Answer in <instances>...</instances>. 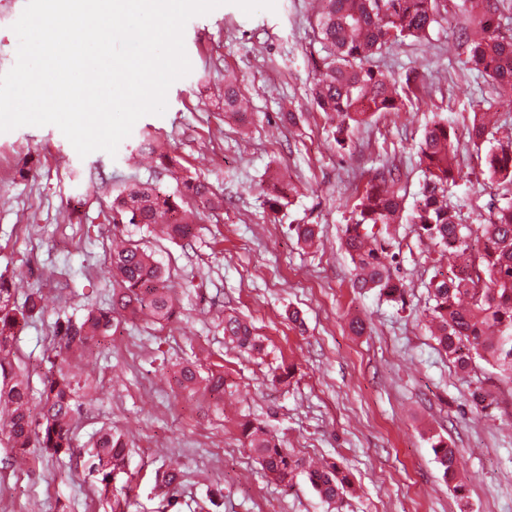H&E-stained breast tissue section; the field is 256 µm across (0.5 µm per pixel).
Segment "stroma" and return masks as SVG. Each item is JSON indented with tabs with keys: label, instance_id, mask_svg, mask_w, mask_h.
Segmentation results:
<instances>
[{
	"label": "stroma",
	"instance_id": "35a3bbf8",
	"mask_svg": "<svg viewBox=\"0 0 512 512\" xmlns=\"http://www.w3.org/2000/svg\"><path fill=\"white\" fill-rule=\"evenodd\" d=\"M26 0H0V73L16 59L12 30ZM315 0H276L275 11L245 14L222 5L191 18L184 45L192 70L167 93L164 115L134 125L116 155L79 157L52 125L0 133V273L47 296L49 307L21 330L10 360L30 384V411L41 410V378L52 355L51 326L71 315L76 298L111 302L106 259L113 237L148 246L169 275L170 320L123 319L73 362L87 394L76 415L77 454L69 460L29 448L28 465L0 431V501L16 512H110L92 473V443L104 429L129 448V512H161L164 479L176 473L172 512H512V382L485 362L459 371L432 338L424 311L435 271L457 263L451 251L396 230L403 302L352 286L341 245L355 189L390 160L404 174L408 202L419 191V143L433 120L457 130L462 177L454 197L464 213L488 212L508 184H489L468 129L483 108L482 80L465 68L458 24L434 27L427 40L387 45L376 63L403 78H426L405 110L383 112L350 134L348 151L332 138L336 116L307 99L319 48L311 41ZM233 69L250 100L244 117L225 116L224 71ZM301 112L297 123L281 111ZM154 135L184 173L224 191L219 215L199 221L189 244L112 223L111 203L134 182L173 191L157 160L136 156ZM281 170L300 189L278 217L259 195L268 172ZM315 225L319 245L304 247L294 225ZM247 318L262 354L240 352L224 337L225 309ZM299 322H292V315ZM365 322L362 334L349 323ZM224 374V395L177 382L182 364ZM483 387L492 404L479 410ZM267 425L304 459L349 472L355 494L336 507L322 502L305 476L292 486L269 481L245 444L243 422ZM460 451L463 496L449 488L430 435ZM220 489L217 505L210 490Z\"/></svg>",
	"mask_w": 512,
	"mask_h": 512
}]
</instances>
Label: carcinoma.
Masks as SVG:
<instances>
[{"label": "carcinoma", "mask_w": 512, "mask_h": 512, "mask_svg": "<svg viewBox=\"0 0 512 512\" xmlns=\"http://www.w3.org/2000/svg\"><path fill=\"white\" fill-rule=\"evenodd\" d=\"M324 7L311 23L321 55L311 90L313 104L321 112H334L338 123L332 131L336 148L348 146V131L369 124L380 112H400L408 97L401 95L396 81L372 65L373 58L389 43L428 38L434 24L453 8L469 24L481 29L477 40L467 28L461 36L470 41L472 70L495 91L509 87L512 106V36L498 32L501 20L512 17V0H322ZM242 91L237 75L224 70V113L241 114ZM494 98L483 112L474 113L470 126L476 152H484V174L491 182L512 184V140L491 143L502 128ZM456 130L440 119L426 127L420 149V198L412 208L405 205L401 173L387 164L357 192L346 225L343 246L354 267L352 287L360 292L376 290L398 302L403 300L401 280L394 266L395 238L391 228L411 224L419 241L453 251L457 270L438 271L429 281L432 304L427 310L432 334L448 359L461 370L480 359L512 381V198L493 206L480 223H463L462 205L448 196L457 185L461 161L455 142ZM487 150H482L485 143ZM141 152L158 155L164 170L181 183V189L161 192L151 183L132 184L112 201V212L129 224L160 228L174 242L195 236L196 225L188 220L182 204L203 211L223 208L224 194L207 182L178 175L173 160L155 140L145 139ZM297 187L288 184L279 192L265 195L267 210L276 214L290 205ZM112 273V302L107 308L90 309L80 321L56 319L52 337L57 342L50 368L42 379L40 415L29 408V380L14 375L12 383L0 385V403L12 408L6 423L8 440L17 452L32 443L51 457H72V424L78 411V389L73 386L68 366L75 351L93 348L112 330L119 318L146 316L156 322L174 314L173 298L160 263L143 247L131 244L109 254ZM12 289L0 275V370L12 355L18 327L43 315V296L33 292L22 306L11 304ZM224 336L244 351L261 352L263 345L251 326L239 315L224 312ZM247 447L256 454L264 475L285 486L305 474L320 499L340 503L351 489L349 474L332 464L314 467L296 456L263 424H242ZM435 460L454 490L461 494L458 451L440 436L432 437ZM93 471L105 485L127 474V444L112 431L100 433L94 443Z\"/></svg>", "instance_id": "carcinoma-1"}]
</instances>
